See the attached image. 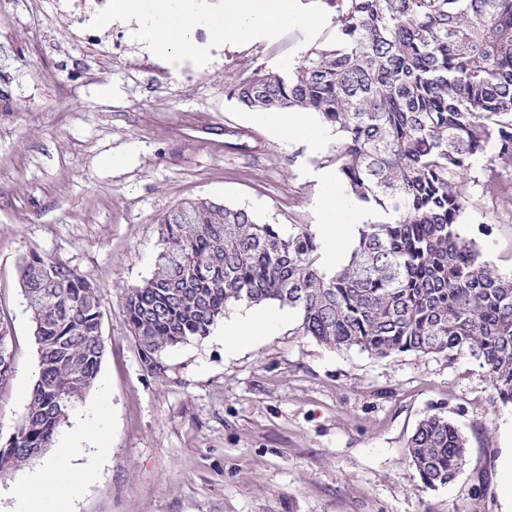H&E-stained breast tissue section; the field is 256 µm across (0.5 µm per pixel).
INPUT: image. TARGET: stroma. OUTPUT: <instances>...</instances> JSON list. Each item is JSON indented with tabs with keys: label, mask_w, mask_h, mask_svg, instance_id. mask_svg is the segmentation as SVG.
Here are the masks:
<instances>
[{
	"label": "stroma",
	"mask_w": 512,
	"mask_h": 512,
	"mask_svg": "<svg viewBox=\"0 0 512 512\" xmlns=\"http://www.w3.org/2000/svg\"><path fill=\"white\" fill-rule=\"evenodd\" d=\"M286 25L239 41L206 37L204 58L179 65L116 18L100 44L55 14L52 0L0 15V323L13 361L0 385V443L28 405L39 371L34 323L19 286L30 253L90 281L105 354L93 387L53 446L84 429L102 447L70 512H507L512 404L472 358L415 352L377 357L303 333L295 309L228 305L210 334L167 348L145 367L124 308L154 269L161 218L210 200L268 224L322 221L317 178L336 135L316 114L320 149L288 138L270 111L240 108L234 85L254 69L282 71L332 36ZM460 233L512 273V207L474 186ZM269 322L226 348L224 329ZM437 414L466 440L457 478L423 487L407 455L418 424Z\"/></svg>",
	"instance_id": "1"
}]
</instances>
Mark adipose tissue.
Here are the masks:
<instances>
[{
    "instance_id": "adipose-tissue-1",
    "label": "adipose tissue",
    "mask_w": 512,
    "mask_h": 512,
    "mask_svg": "<svg viewBox=\"0 0 512 512\" xmlns=\"http://www.w3.org/2000/svg\"><path fill=\"white\" fill-rule=\"evenodd\" d=\"M295 0H224L221 13L209 18L207 25L214 37L237 39L267 35L281 25L295 23L316 27L318 15L300 13ZM141 25L137 36L156 50L171 53L174 58L193 53L195 18L187 0H129ZM326 188L327 226L343 223L351 226L369 221V214L358 208L350 198L341 195L332 173L320 175ZM93 452L82 435H75L58 459L48 462L32 473L26 481L13 485L11 497L27 501L30 512H44L48 497H71L93 471Z\"/></svg>"
}]
</instances>
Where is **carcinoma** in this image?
<instances>
[{"label": "carcinoma", "instance_id": "obj_1", "mask_svg": "<svg viewBox=\"0 0 512 512\" xmlns=\"http://www.w3.org/2000/svg\"><path fill=\"white\" fill-rule=\"evenodd\" d=\"M334 36L286 72L255 69L231 90L248 110L314 112L338 136L325 161L348 195L383 219L357 226L346 264L327 268L309 224H267L213 201L160 222L155 269L125 293L147 369L207 336L232 303L276 301L303 332L378 357L468 355L512 403V277L459 232L469 184L512 203V0H321ZM39 374L26 413L0 448V478L51 448L93 386L105 346L95 288L32 253L19 264ZM466 441L423 419L407 455L426 488L454 480Z\"/></svg>", "mask_w": 512, "mask_h": 512}]
</instances>
